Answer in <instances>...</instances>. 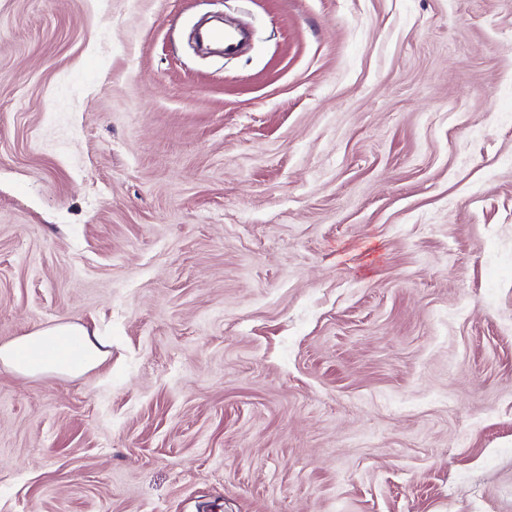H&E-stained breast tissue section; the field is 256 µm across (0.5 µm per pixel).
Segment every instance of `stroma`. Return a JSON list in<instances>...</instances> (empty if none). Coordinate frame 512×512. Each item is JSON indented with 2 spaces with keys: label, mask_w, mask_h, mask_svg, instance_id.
<instances>
[{
  "label": "stroma",
  "mask_w": 512,
  "mask_h": 512,
  "mask_svg": "<svg viewBox=\"0 0 512 512\" xmlns=\"http://www.w3.org/2000/svg\"><path fill=\"white\" fill-rule=\"evenodd\" d=\"M58 321L0 512H512V0H0V344ZM108 343L84 326L59 321L40 325L0 346V365L18 375L79 376L106 362Z\"/></svg>",
  "instance_id": "1"
}]
</instances>
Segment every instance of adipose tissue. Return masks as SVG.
<instances>
[{
  "instance_id": "1",
  "label": "adipose tissue",
  "mask_w": 512,
  "mask_h": 512,
  "mask_svg": "<svg viewBox=\"0 0 512 512\" xmlns=\"http://www.w3.org/2000/svg\"><path fill=\"white\" fill-rule=\"evenodd\" d=\"M107 342L84 326L59 321L0 346V366L24 377L79 376L106 362Z\"/></svg>"
}]
</instances>
